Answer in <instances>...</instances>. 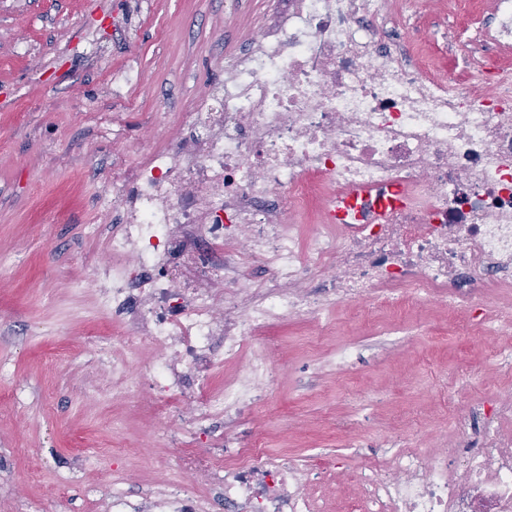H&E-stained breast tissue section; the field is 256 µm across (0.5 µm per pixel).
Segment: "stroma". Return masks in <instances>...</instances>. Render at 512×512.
Returning <instances> with one entry per match:
<instances>
[{"mask_svg":"<svg viewBox=\"0 0 512 512\" xmlns=\"http://www.w3.org/2000/svg\"><path fill=\"white\" fill-rule=\"evenodd\" d=\"M276 0H0V479L16 484L17 512L55 492L59 476L101 440L111 418L146 458L178 422L148 398L111 403L99 390L112 373L90 350L97 266L107 262L88 224L109 223L99 198L118 166L164 145L180 117L224 75V58L260 33ZM132 70L123 96L105 70ZM494 337L466 314L429 310H336L333 324H275L264 340L275 372L270 400L235 433L270 453L335 457L327 512H347L360 487L361 458L397 435L406 411L422 406L418 436L437 421L512 383L491 370ZM354 345L344 367L334 351ZM476 373L468 393L454 377ZM354 422L365 448H352L338 423ZM43 459L29 482L25 451ZM69 512H107L97 471L77 473Z\"/></svg>","mask_w":512,"mask_h":512,"instance_id":"obj_1","label":"stroma"}]
</instances>
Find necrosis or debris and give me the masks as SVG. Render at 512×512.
<instances>
[{"mask_svg": "<svg viewBox=\"0 0 512 512\" xmlns=\"http://www.w3.org/2000/svg\"><path fill=\"white\" fill-rule=\"evenodd\" d=\"M389 2L288 0L179 134L113 178L112 228L86 226L110 257L99 310L121 325L96 349L110 397L148 394L182 422L159 495L124 488L131 450L81 453L78 468L105 470L112 512H324L335 458L227 432L269 396L255 345L274 322L441 304L507 337L494 366L512 368V0H455L432 37L448 77L415 49L417 0ZM141 339L160 350L143 377L127 358ZM438 437L408 430L364 458L357 512H512V387L466 400Z\"/></svg>", "mask_w": 512, "mask_h": 512, "instance_id": "1", "label": "necrosis or debris"}]
</instances>
